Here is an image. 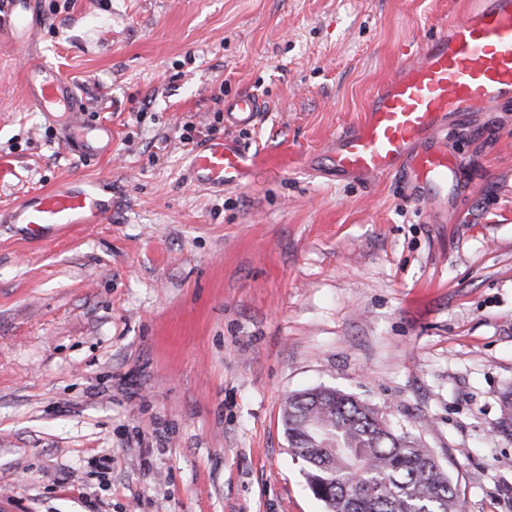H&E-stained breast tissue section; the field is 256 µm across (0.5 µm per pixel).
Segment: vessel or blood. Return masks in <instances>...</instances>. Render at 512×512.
Returning a JSON list of instances; mask_svg holds the SVG:
<instances>
[{
    "instance_id": "obj_1",
    "label": "vessel or blood",
    "mask_w": 512,
    "mask_h": 512,
    "mask_svg": "<svg viewBox=\"0 0 512 512\" xmlns=\"http://www.w3.org/2000/svg\"><path fill=\"white\" fill-rule=\"evenodd\" d=\"M45 24L36 0H6L0 8V34L14 36L24 50ZM34 109L54 121L60 143L70 153L95 158L112 151V128L89 129L77 92L50 62L34 66L27 77ZM512 103V0H469L463 19L449 20L445 30L427 41L418 59L380 85L361 124L339 133L327 150L333 174L367 179L406 177L428 194L447 189L456 171L439 134L471 112H491ZM261 100L240 92L225 107L227 123L254 126ZM250 162L234 139L211 141L196 150L190 172L196 185L221 189L239 185ZM107 208L93 185L65 187L29 195L13 208L9 223L30 232L96 224Z\"/></svg>"
}]
</instances>
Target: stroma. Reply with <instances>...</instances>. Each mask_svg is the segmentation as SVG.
<instances>
[{
	"label": "stroma",
	"instance_id": "stroma-1",
	"mask_svg": "<svg viewBox=\"0 0 512 512\" xmlns=\"http://www.w3.org/2000/svg\"><path fill=\"white\" fill-rule=\"evenodd\" d=\"M468 0H38L0 44V212L98 182V224L0 223V512H325L282 426L332 387L419 438L464 512H512V108L449 129L447 202L320 174L336 135ZM51 61L110 155L29 104ZM262 97L251 130L224 106ZM232 137L222 191L189 162ZM36 0H6L0 10V34L11 35L14 49L23 51L36 40L39 31L45 25V18L38 12ZM14 36H17L14 37ZM28 41V44H24ZM250 156L235 139L210 141L196 150L190 172L196 185L224 190L239 185L249 167Z\"/></svg>",
	"mask_w": 512,
	"mask_h": 512
}]
</instances>
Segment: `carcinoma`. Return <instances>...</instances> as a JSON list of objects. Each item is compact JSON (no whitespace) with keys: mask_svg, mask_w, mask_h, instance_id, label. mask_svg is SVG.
<instances>
[{"mask_svg":"<svg viewBox=\"0 0 512 512\" xmlns=\"http://www.w3.org/2000/svg\"><path fill=\"white\" fill-rule=\"evenodd\" d=\"M283 425L327 512H461V492L419 440L338 389L288 396Z\"/></svg>","mask_w":512,"mask_h":512,"instance_id":"1","label":"carcinoma"}]
</instances>
